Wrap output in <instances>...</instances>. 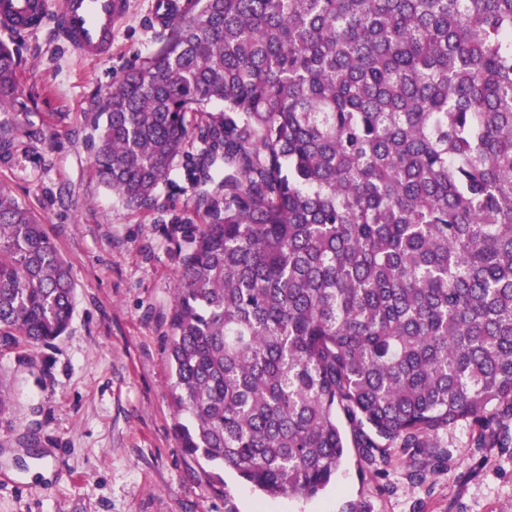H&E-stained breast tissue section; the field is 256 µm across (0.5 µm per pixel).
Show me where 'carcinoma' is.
Segmentation results:
<instances>
[{
  "instance_id": "cac0c4a2",
  "label": "carcinoma",
  "mask_w": 512,
  "mask_h": 512,
  "mask_svg": "<svg viewBox=\"0 0 512 512\" xmlns=\"http://www.w3.org/2000/svg\"><path fill=\"white\" fill-rule=\"evenodd\" d=\"M102 100L100 183L150 209L178 157L168 358L182 447L313 498L355 446L512 445V0H183ZM18 63L0 41V112ZM213 102L224 111L211 112ZM76 284L0 186V351Z\"/></svg>"
}]
</instances>
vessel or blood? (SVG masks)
<instances>
[{"instance_id": "obj_1", "label": "vessel or blood", "mask_w": 512, "mask_h": 512, "mask_svg": "<svg viewBox=\"0 0 512 512\" xmlns=\"http://www.w3.org/2000/svg\"><path fill=\"white\" fill-rule=\"evenodd\" d=\"M127 5V0H0V29L21 34L48 26L78 57H102L112 52V32Z\"/></svg>"}]
</instances>
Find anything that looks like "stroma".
<instances>
[{
	"label": "stroma",
	"mask_w": 512,
	"mask_h": 512,
	"mask_svg": "<svg viewBox=\"0 0 512 512\" xmlns=\"http://www.w3.org/2000/svg\"><path fill=\"white\" fill-rule=\"evenodd\" d=\"M156 0H130L112 53L82 59L49 30L0 31L19 59L13 150L0 181L31 208L76 282L67 331L30 358L0 352L13 412L0 419V512H512V447L474 452L467 427L430 448L371 464L349 447L335 481L306 500L271 497L189 456L177 432L167 360L180 272L173 218L193 215L182 167L155 206H123L87 141L106 89L159 46ZM426 467L417 485L410 472Z\"/></svg>",
	"instance_id": "stroma-1"
}]
</instances>
